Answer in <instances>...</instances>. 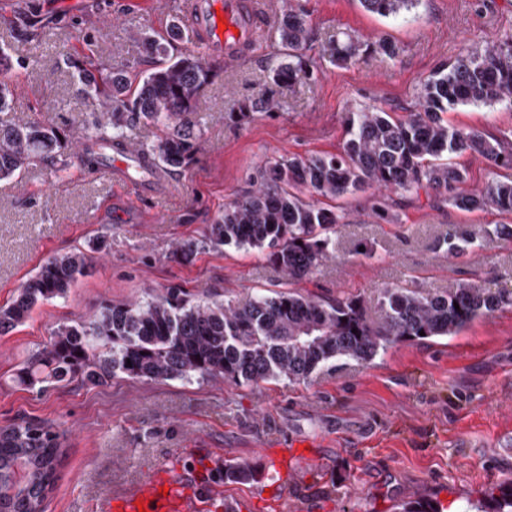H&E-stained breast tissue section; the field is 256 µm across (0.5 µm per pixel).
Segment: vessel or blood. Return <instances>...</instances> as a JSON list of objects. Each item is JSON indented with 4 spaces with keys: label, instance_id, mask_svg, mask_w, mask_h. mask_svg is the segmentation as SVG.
Segmentation results:
<instances>
[{
    "label": "vessel or blood",
    "instance_id": "obj_1",
    "mask_svg": "<svg viewBox=\"0 0 512 512\" xmlns=\"http://www.w3.org/2000/svg\"><path fill=\"white\" fill-rule=\"evenodd\" d=\"M265 12V0H184L181 23L201 55L239 59L263 44ZM109 163L131 198L144 194L143 180L127 172L128 153H113ZM200 489L179 461L169 460L154 467L135 488L111 496L103 512H195Z\"/></svg>",
    "mask_w": 512,
    "mask_h": 512
}]
</instances>
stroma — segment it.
Wrapping results in <instances>:
<instances>
[{
	"mask_svg": "<svg viewBox=\"0 0 512 512\" xmlns=\"http://www.w3.org/2000/svg\"><path fill=\"white\" fill-rule=\"evenodd\" d=\"M179 2L0 0V52L13 75L0 125L37 119L54 126L61 134L56 159L66 164L58 172L37 161L0 178V306L48 258L89 252L102 236L109 242L66 297L35 308L0 337V426L27 418L67 432L46 512H92L169 457L191 469L208 463L226 512H397L420 495L457 512L465 499L511 486L512 308L448 338L396 341L367 362H331L307 382L76 379L44 391L16 382L24 358L47 346L58 326L93 317L103 302H141L170 287L231 305L291 288L320 300L350 296L372 319L391 283L431 293L465 282L512 290V239L480 235L504 216L410 193L338 199L346 219L331 235V258L293 287L261 250L198 245L225 205L256 189L265 161L339 152L350 111L363 106L407 116L440 65L512 32V0H417L395 17L367 12L359 0H269L273 24L284 9L306 12L309 66L291 86L276 87L272 70L286 51L274 33L248 60H222L191 116L200 136L194 159L166 170L168 192L133 204L123 188L99 183L77 164V141L92 115L72 63L144 73L160 67L144 36L176 23ZM342 32L385 38L399 53L334 65L323 49ZM267 93L273 111L239 117L242 105ZM447 118L497 136L512 132V107L503 105L464 106ZM380 204L397 223L375 217ZM460 233L477 236V246L445 256L439 242ZM187 242L198 248L185 258L178 249ZM362 246L373 258L359 256ZM286 445L306 450L287 477L225 480L226 463L264 469L267 451Z\"/></svg>",
	"mask_w": 512,
	"mask_h": 512,
	"instance_id": "35a3bbf8",
	"label": "stroma"
}]
</instances>
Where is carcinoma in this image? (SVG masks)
Returning a JSON list of instances; mask_svg holds the SVG:
<instances>
[{
  "label": "carcinoma",
  "instance_id": "cac0c4a2",
  "mask_svg": "<svg viewBox=\"0 0 512 512\" xmlns=\"http://www.w3.org/2000/svg\"><path fill=\"white\" fill-rule=\"evenodd\" d=\"M418 0H360L369 12L398 16ZM277 32L288 60L272 71L277 85L291 84L306 65L301 51L309 40L307 15L288 8ZM394 57L385 39L362 41L350 34L336 40L331 56L347 64L363 54ZM80 91L93 110L88 138L95 147L78 155L98 167L112 148L143 151L132 174L143 177L155 166L179 168L199 148L190 115L199 91L215 75V65L192 51L169 56L164 65L142 74L120 69L104 72L75 64ZM418 110L403 119L381 107L349 117L336 154L291 156L258 170L259 187L224 206L208 225L203 244L234 245L267 251L289 281L306 277L329 257V233L343 213L329 202L369 190L434 193L462 212L512 214V138L464 130L444 115L460 106L506 104L512 107V33L482 51L471 50L443 64L421 84ZM144 123L163 131L156 145L135 142L128 130ZM57 129L39 122L0 126V177L19 174L40 159L55 162ZM483 157L506 173L480 191L466 187L468 171L456 161ZM315 195L306 200L303 191ZM471 235L443 241L445 252L459 255L475 244ZM88 256L75 252L42 264L6 306H0V336L22 324L44 302L63 298L85 275ZM512 306V292L474 283L444 294L425 295L387 287L378 322L370 321L356 298L321 301L296 291L260 296L242 307L219 301L196 302L179 288H168L144 302H105L93 319L62 325L50 343L30 355L17 372L20 384L40 391L79 379L99 385L114 378L168 381L221 378L236 385L284 377L310 380L325 365L342 359L371 360L385 344L448 337L473 320ZM66 432L24 418L0 426V512H46L64 454ZM246 464L224 465V480H258ZM402 512H443L436 500L419 496ZM463 512H512V490L467 503Z\"/></svg>",
  "mask_w": 512,
  "mask_h": 512
}]
</instances>
